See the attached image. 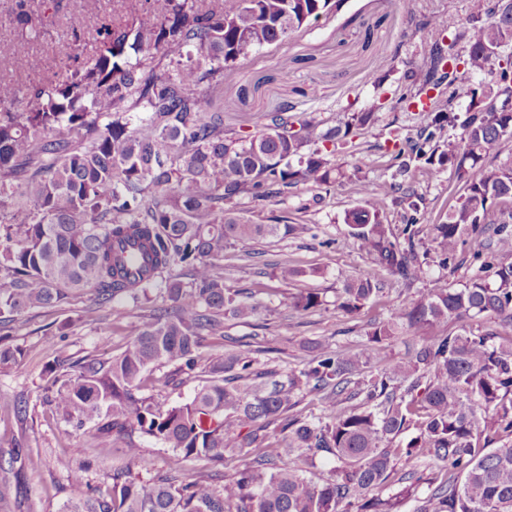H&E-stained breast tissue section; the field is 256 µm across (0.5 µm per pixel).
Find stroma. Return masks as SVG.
<instances>
[{"mask_svg":"<svg viewBox=\"0 0 512 512\" xmlns=\"http://www.w3.org/2000/svg\"><path fill=\"white\" fill-rule=\"evenodd\" d=\"M64 3L66 15L54 17L44 13L41 0H29L28 9L46 34L28 41L13 26L16 0H0V81L17 85L63 78L73 59H86L95 50L88 37L63 41L70 15L102 13L125 20L141 6V0ZM467 11L468 0H344L341 11H329L237 66L221 89L224 126L243 135L257 132L267 115L285 104L293 105L295 114L337 124L349 103L374 96L368 77L375 73L385 78V102L374 124L358 138L375 159L362 176L373 185L390 180L395 171L393 138L407 136L415 126L413 113L401 99L406 90L404 74L423 63L430 47L418 25L432 12L455 23ZM16 54L38 58V70H13L10 59ZM411 182L422 197L421 211L428 225L444 221L461 194L459 180L446 166L415 171ZM356 203L354 188L346 179L328 188L301 184L288 195L258 204L247 196L237 199L236 209L255 223L285 218L308 225L310 231L300 237L259 240L249 257L238 248L225 250L227 287L256 304L258 313L246 325L225 320L223 334L207 337L202 349L205 359H219L226 349H236L255 354L258 369H272L282 376L304 366L310 357L309 343L361 347L371 322L389 319L400 304L425 293L431 278L442 277L459 288L475 275L478 264L468 247L457 268L431 267L424 278L405 287L359 250L343 222L346 210ZM284 262L303 269V276L281 282L275 267ZM365 277L381 281L383 290L366 302L361 314L348 315L338 305L339 290L344 280ZM301 291L317 293L322 304L299 316L289 308L288 299ZM148 313V307L122 296L100 304L92 293H75L67 302L25 312L0 327V339L23 351L17 364L0 368V395L20 404L19 411L0 413V512H60L72 495L65 472L56 464L62 456L72 458L77 466L89 464L92 483L110 482L119 457L93 448L87 429L51 413L44 403L46 369L58 364L74 373L84 356L119 354ZM51 332L58 335L53 346L45 342ZM166 373L163 366L152 369L144 395L165 406L189 401L198 380L173 388L165 383Z\"/></svg>","mask_w":512,"mask_h":512,"instance_id":"1","label":"stroma"}]
</instances>
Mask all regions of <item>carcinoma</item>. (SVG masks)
Wrapping results in <instances>:
<instances>
[{
	"mask_svg": "<svg viewBox=\"0 0 512 512\" xmlns=\"http://www.w3.org/2000/svg\"><path fill=\"white\" fill-rule=\"evenodd\" d=\"M131 21L80 16L71 35L92 36V57L63 80L22 87L0 82V317H14L92 290L101 301L134 304L162 295L137 325L132 343L107 359L87 357L75 376L47 370L55 414L89 426L93 445L136 460L148 436L172 449L170 474L143 482L127 468L90 493L88 468L62 458L73 495L61 512H512V228L486 222L512 201V0H469L455 27L442 15L422 22L430 39L425 64L405 73L409 103L442 85L448 98L417 113L416 137L395 156L397 174L452 165L462 193L445 221L430 228L433 248L417 251L421 197L407 190L403 226L384 223L401 184L372 188L359 173L374 164L354 138L372 124L380 97L320 128L297 119L294 106L270 116L261 131L240 137L224 129L221 103L202 97L253 51L283 41L332 8L329 0H160ZM15 22L31 38L39 30L19 0ZM169 62H164V59ZM468 100L465 117L456 101ZM456 144L440 148L446 128ZM350 146L352 173L335 163ZM349 179L358 203L347 210L360 249L408 287L435 265H457L458 249L479 241L478 273L463 287L431 280L418 299L372 325L361 349L312 347L305 367L281 379L253 370L236 351L206 362L205 336L230 316L246 323L256 306L226 288L218 264L224 250L250 254L265 237L299 236L306 225L254 224L226 207L247 194L279 197L299 184ZM189 281L172 275L175 265ZM379 291L369 278L346 282L339 306L357 312ZM320 296L300 291L290 307L306 313ZM489 317L494 326L464 324L455 335L420 340L413 356L388 365L351 390V376L405 326L434 329L450 320ZM175 365L173 376L208 377L193 398L162 412L140 394L150 369ZM321 395L326 413L302 416L306 394ZM411 432L405 446L391 447ZM296 455L293 466L282 455ZM420 456L437 468L392 481L397 461ZM250 461L220 486L209 474L176 483L190 458ZM335 466L320 484L305 477L318 458ZM427 494L418 496L420 486Z\"/></svg>",
	"mask_w": 512,
	"mask_h": 512,
	"instance_id": "carcinoma-1",
	"label": "carcinoma"
}]
</instances>
